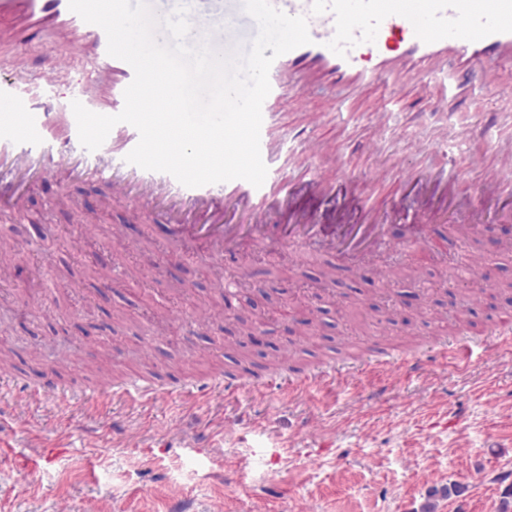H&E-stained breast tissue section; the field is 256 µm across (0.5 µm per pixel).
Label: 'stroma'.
I'll return each instance as SVG.
<instances>
[{"mask_svg":"<svg viewBox=\"0 0 512 512\" xmlns=\"http://www.w3.org/2000/svg\"><path fill=\"white\" fill-rule=\"evenodd\" d=\"M50 50L35 40L0 55L29 87ZM497 83L494 92L475 87L457 95L444 91L439 76L405 88L381 82L349 100L314 86L288 98L281 123L294 131L307 110L350 113L348 123L318 132L345 140V162L356 173L376 163L365 140L374 134L367 114L379 102L396 115L385 147L400 152L440 125L453 137L465 121L511 109L512 66H499ZM446 151L453 168L441 191L476 190L481 169L464 144L452 141ZM405 190L395 180L372 190L369 204L385 211L390 244L355 268L325 253L264 245L214 266L193 252L175 256L168 225L103 207L96 180H39L23 211L0 219V349L15 376L13 386L0 388V443L30 455L59 442L71 449L33 476L0 466V505L8 512H422L430 502L434 512H501L512 494V479L503 477L512 472V350L481 353L465 365L437 350L455 336L484 338L507 305L495 292L472 302L480 282L461 268L447 225L433 227L435 249L410 238L405 219L389 211ZM62 191L98 211L90 232L97 259L75 244L74 212L55 204ZM116 224L127 248L113 252L108 241ZM511 238L499 223L472 243L491 257L493 282H512V255L501 249ZM18 241L31 250L11 251ZM118 263L138 269V277L103 288ZM382 267L393 278L381 284ZM221 274L265 291L268 313L253 315L252 325L266 344L245 363L263 387L230 399L217 389L166 397L148 412L105 397L76 405L53 399L61 388L103 390L149 374L173 387H207L221 378L233 364L224 355L230 338L223 318L184 333L199 310L223 308L224 296L212 286ZM451 278L461 285L453 302L444 288ZM306 317L313 335L288 337L293 320ZM287 344L301 371L334 361L359 373L289 396L286 387L269 384L285 375L270 365ZM388 353L390 367L368 368ZM416 356L425 368L408 373L404 362ZM30 389L43 401H28ZM227 421L234 433L221 432ZM130 433L139 447H128Z\"/></svg>","mask_w":512,"mask_h":512,"instance_id":"obj_1","label":"stroma"}]
</instances>
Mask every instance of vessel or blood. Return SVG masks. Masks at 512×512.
<instances>
[{
    "label": "vessel or blood",
    "mask_w": 512,
    "mask_h": 512,
    "mask_svg": "<svg viewBox=\"0 0 512 512\" xmlns=\"http://www.w3.org/2000/svg\"><path fill=\"white\" fill-rule=\"evenodd\" d=\"M186 2L191 31L188 43L207 42L213 49L232 47L244 52L258 33L243 0H167ZM286 14L308 19L310 44L273 62L271 91L262 106L261 155L268 168L261 187L232 180L186 187L163 172L147 171L126 162L139 140L137 130L116 125L97 150L85 149L78 138L72 109L62 108L47 90L59 73L82 57L83 105L93 112L119 113L132 67L107 53V37L98 26L70 11L68 0H0V49L18 47L40 34L54 36L52 52L37 74L39 90L22 87L0 67V216L19 213L28 185L58 170L94 178L105 187L104 203L129 208L139 217H165L172 228L192 222L194 240L203 258L217 260L245 246L265 243L303 248L318 244L342 263L352 265L386 245L385 227L376 220L363 224H320L297 204L299 196L331 199L341 195L356 177L332 137L316 135L323 122L318 112L306 115L303 128L285 134L277 109L289 95L314 82L329 80L357 94L381 78L402 83L410 78L442 74L449 81L465 75L470 82L493 87L490 64L512 63V0H271ZM387 105L378 106L371 122L378 136L369 142L378 158L364 178L371 186L391 179L406 184L438 183L446 172L412 165L414 157L437 153L447 129L417 138L405 153L385 155L382 136L391 125ZM484 171L478 197L455 200L412 199L407 206L414 226L428 230L435 213L447 209L468 212V230H482V200L512 197V137L497 141L492 156H476ZM461 261L479 278H487L485 255L461 242ZM490 349L512 346V313L500 315L491 333ZM341 379L335 365L290 380L289 390L304 393ZM161 388L141 378L112 386V400L155 403Z\"/></svg>",
    "instance_id": "b4317fda"
}]
</instances>
